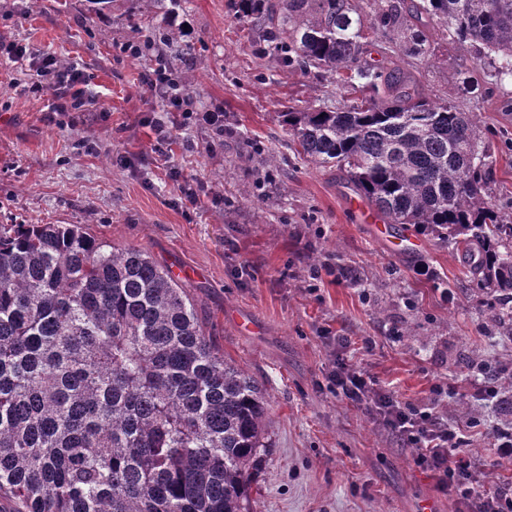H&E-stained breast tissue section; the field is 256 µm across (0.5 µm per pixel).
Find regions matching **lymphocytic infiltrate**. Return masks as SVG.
I'll list each match as a JSON object with an SVG mask.
<instances>
[{"label":"lymphocytic infiltrate","mask_w":512,"mask_h":512,"mask_svg":"<svg viewBox=\"0 0 512 512\" xmlns=\"http://www.w3.org/2000/svg\"><path fill=\"white\" fill-rule=\"evenodd\" d=\"M154 60L153 70L144 78L147 88L172 111L188 114L191 99L171 83L163 53L155 52ZM31 89L36 93L53 90L61 112H84L91 103L82 71L53 56L43 59ZM327 380L336 394L364 409L408 446L418 449L417 464L431 472L439 488L454 498L457 512H512V483L487 491L483 470L460 450L462 439L456 428L443 424L433 413L410 409L344 360L335 361Z\"/></svg>","instance_id":"f902f5d3"}]
</instances>
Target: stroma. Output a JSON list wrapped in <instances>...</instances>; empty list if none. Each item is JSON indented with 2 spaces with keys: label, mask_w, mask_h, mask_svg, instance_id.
<instances>
[{
  "label": "stroma",
  "mask_w": 512,
  "mask_h": 512,
  "mask_svg": "<svg viewBox=\"0 0 512 512\" xmlns=\"http://www.w3.org/2000/svg\"><path fill=\"white\" fill-rule=\"evenodd\" d=\"M158 27L180 32L188 53L167 57L168 69L197 111L223 112V134L165 111L142 82L148 60L122 53ZM424 34L430 60L376 30L361 57L473 116L492 155L491 200L511 213L512 78L483 52L458 51L440 24ZM0 35L28 43L32 64L46 54L77 64L96 92L88 111L58 112L52 90L31 93L28 76L0 62V224H80L187 270L207 336L266 392L270 446L250 512H418L426 498L457 512L416 449L330 390L338 357L419 409L435 387L448 389L438 416L460 426L463 451L494 484L512 480V461L469 426L501 419L495 402L470 393L473 356L512 367L479 273L433 235L418 234L415 250L380 240L350 210L341 173L288 147L282 112L350 102L349 83L277 65L230 0H181L169 15L150 0H0ZM159 117L174 137L164 162L152 151ZM188 190L198 206L181 202ZM330 336L349 344L332 351Z\"/></svg>",
  "instance_id": "obj_1"
}]
</instances>
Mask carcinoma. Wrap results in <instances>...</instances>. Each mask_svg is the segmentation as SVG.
<instances>
[{
	"label": "carcinoma",
	"mask_w": 512,
	"mask_h": 512,
	"mask_svg": "<svg viewBox=\"0 0 512 512\" xmlns=\"http://www.w3.org/2000/svg\"><path fill=\"white\" fill-rule=\"evenodd\" d=\"M375 27L399 29L398 0ZM285 67L348 74L341 108L283 113L297 155L346 173L390 224L480 252L512 337V221L478 127L361 61L351 0H235ZM461 51L512 75V0H419ZM405 53L430 57L416 24ZM259 384L205 335L171 271L79 224H0V495L12 512H247L267 444Z\"/></svg>",
	"instance_id": "obj_1"
}]
</instances>
